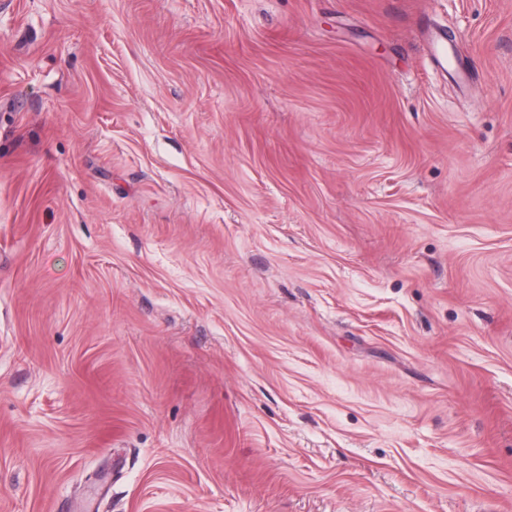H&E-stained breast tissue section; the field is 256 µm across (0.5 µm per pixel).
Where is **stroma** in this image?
I'll return each instance as SVG.
<instances>
[{
    "label": "stroma",
    "instance_id": "35a3bbf8",
    "mask_svg": "<svg viewBox=\"0 0 512 512\" xmlns=\"http://www.w3.org/2000/svg\"><path fill=\"white\" fill-rule=\"evenodd\" d=\"M0 512H512V0H0Z\"/></svg>",
    "mask_w": 512,
    "mask_h": 512
}]
</instances>
